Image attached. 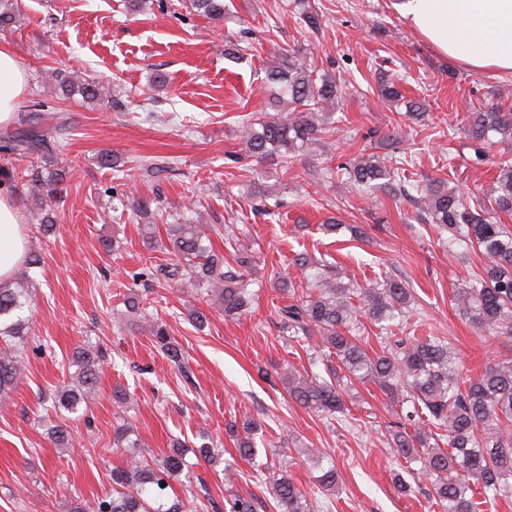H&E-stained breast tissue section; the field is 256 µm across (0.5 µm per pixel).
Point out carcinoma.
<instances>
[{"mask_svg": "<svg viewBox=\"0 0 512 512\" xmlns=\"http://www.w3.org/2000/svg\"><path fill=\"white\" fill-rule=\"evenodd\" d=\"M177 6L193 9L210 18L224 17V0H177ZM264 83L278 87L274 106H290L271 116L247 117L241 122L242 148L230 155L234 163L273 156L288 164L317 148L332 131L333 110L340 96L336 78L318 74L298 52L284 53L266 70ZM61 91H76L96 100L99 89L69 76L57 84ZM378 97L386 105L403 104L405 115H425L421 103L406 99L393 78H382ZM68 118L41 112L21 115L15 132L4 140L0 151L18 159L42 160L63 146ZM464 134L473 158L484 161V145L500 137L512 141V107L496 106L471 112ZM347 179L363 190L382 188L393 196L419 193L422 211L448 234V250L456 245L485 258L482 273L455 288L457 311L482 336L512 337V231L504 219L512 220V157L497 161L498 176L486 192L471 198L444 181L432 180L420 186L408 181L406 172L376 153H363L337 166ZM68 169L64 166L46 174L31 173L28 192L43 208L40 230L50 234L54 227L48 201L64 188ZM222 236L216 225L176 222L162 226L143 225L144 244L155 246L174 257V262L147 268L151 280H187L196 294L217 306L227 319H239L251 308L253 294L247 276L255 267L251 248L230 238V259L215 250L212 236ZM294 264L307 272L308 287L295 288L292 281L277 278V290L287 294V304L277 315L288 337L305 350H318L327 360H336L332 378L291 369L281 377L288 395L302 407L330 417L344 412L345 386L371 382L394 405L401 406L394 421L395 456L421 464L429 476L431 506L440 512H482L498 496L512 495V359L485 366L477 377L462 381L456 353L444 336H394L391 326L403 317L412 301L411 290L397 280L371 281L352 286L342 268L325 258L299 253ZM31 290L25 277L0 284V399L10 397L22 377L20 344L27 335ZM379 329L385 346L369 352L365 322ZM155 349L176 366L184 356L167 324L156 321L150 327ZM78 369L71 387L57 389L55 409L76 413L87 404L86 397L97 385L100 356L81 348L75 353ZM413 433L407 432V427ZM258 424L249 419L242 427L230 423L242 458L257 454L254 433ZM47 434L58 448L72 445L66 430L50 426ZM131 429L114 431L113 445L125 448L130 458L112 469V495L77 504L72 512H183L185 505L175 499L167 503L168 489L187 466L186 445L178 440L148 463L136 454L140 444L130 439ZM335 467L322 469L318 485L332 491L339 484ZM275 512H311L306 493L281 471L268 477ZM225 512H258L254 499L232 494L225 499Z\"/></svg>", "mask_w": 512, "mask_h": 512, "instance_id": "obj_1", "label": "carcinoma"}]
</instances>
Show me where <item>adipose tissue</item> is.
<instances>
[{
  "label": "adipose tissue",
  "instance_id": "adipose-tissue-1",
  "mask_svg": "<svg viewBox=\"0 0 512 512\" xmlns=\"http://www.w3.org/2000/svg\"><path fill=\"white\" fill-rule=\"evenodd\" d=\"M404 21L441 55L478 71L512 73V0H397ZM26 71L0 46V125L26 89ZM28 233L8 187L0 184V282L24 267Z\"/></svg>",
  "mask_w": 512,
  "mask_h": 512
}]
</instances>
